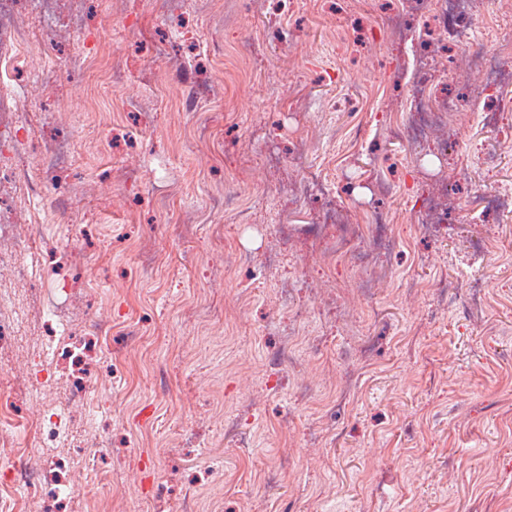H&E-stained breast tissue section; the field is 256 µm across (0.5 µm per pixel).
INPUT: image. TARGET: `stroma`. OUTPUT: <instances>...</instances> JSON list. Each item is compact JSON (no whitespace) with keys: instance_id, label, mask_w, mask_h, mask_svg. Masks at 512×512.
Masks as SVG:
<instances>
[{"instance_id":"stroma-1","label":"stroma","mask_w":512,"mask_h":512,"mask_svg":"<svg viewBox=\"0 0 512 512\" xmlns=\"http://www.w3.org/2000/svg\"><path fill=\"white\" fill-rule=\"evenodd\" d=\"M7 8L29 53L0 96L37 190L14 196L0 171V212L40 224L4 244L28 277L0 274L20 318L0 393L19 405L25 455L42 451L23 369L52 363L51 334L91 351L88 369L57 368L56 409L112 377L93 424L52 448L56 472L94 458L91 493L120 495L124 512H512V114L483 115L512 86L468 61L512 41V0H467L444 28L421 10L399 35L402 0ZM423 65L458 110L403 139ZM57 140L68 153L47 159ZM308 167L323 181L304 200L312 221L280 235ZM224 191L251 223H225ZM431 194L448 203L435 232L414 222ZM331 202L348 222L387 215L398 241L382 287L365 290L348 259L318 266L314 219ZM229 248L249 263L226 266ZM342 379L354 393L340 403Z\"/></svg>"}]
</instances>
